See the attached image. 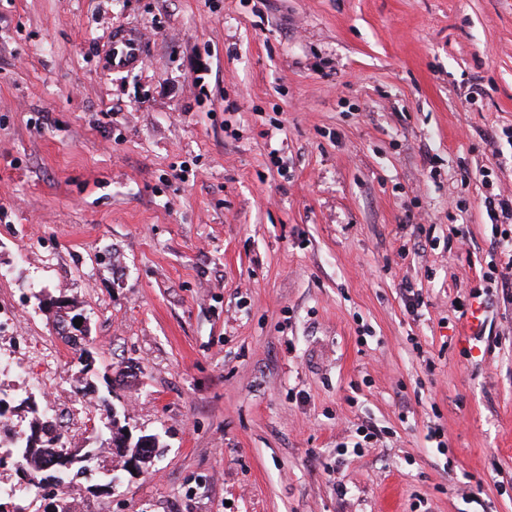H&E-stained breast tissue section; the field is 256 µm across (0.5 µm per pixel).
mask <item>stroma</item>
Here are the masks:
<instances>
[{"label":"stroma","mask_w":512,"mask_h":512,"mask_svg":"<svg viewBox=\"0 0 512 512\" xmlns=\"http://www.w3.org/2000/svg\"><path fill=\"white\" fill-rule=\"evenodd\" d=\"M129 26L145 63L103 67ZM493 193L512 0H0V357L56 341L105 465L99 398L159 440L81 512H512V288L470 296ZM28 396L0 370L6 424ZM49 313H52L54 321L59 329H65L74 325V320L82 318V313H76L78 305L74 300H68L56 305H48Z\"/></svg>","instance_id":"35a3bbf8"}]
</instances>
